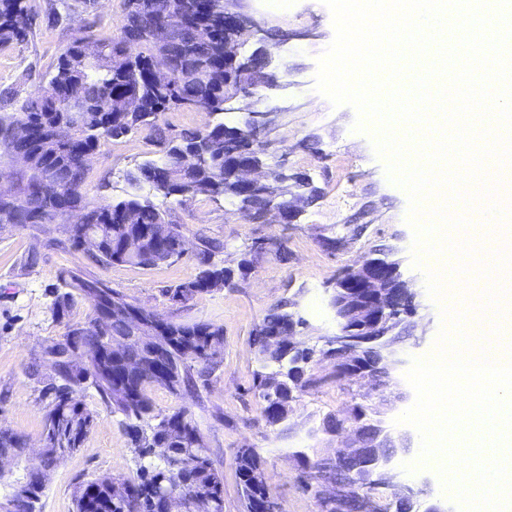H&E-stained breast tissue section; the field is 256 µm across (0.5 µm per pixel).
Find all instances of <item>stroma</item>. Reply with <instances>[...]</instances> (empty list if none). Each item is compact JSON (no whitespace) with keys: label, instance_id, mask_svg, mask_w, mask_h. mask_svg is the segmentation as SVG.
<instances>
[{"label":"stroma","instance_id":"obj_1","mask_svg":"<svg viewBox=\"0 0 512 512\" xmlns=\"http://www.w3.org/2000/svg\"><path fill=\"white\" fill-rule=\"evenodd\" d=\"M53 2L34 0L39 16L33 38L0 52V83L16 85L24 96L48 80L77 26L95 19L98 33L114 36L124 15V0H68L72 23L53 25L46 18ZM254 8L268 27L292 31V38L273 45L272 51L298 71L297 83L289 91L263 92L262 109L279 115L264 162L304 175L319 189V199L303 206L292 224L253 222L229 200L201 197L184 205L171 198L161 201L173 223L181 225L191 252L205 240L222 244L218 263L236 265L248 245L268 243L265 251L255 253L253 272L235 287L185 303L168 300L164 291L196 275L191 252L152 267L103 264L74 248L63 225L0 224V425L24 436L28 444L21 458L0 463V496L36 463L48 410L44 389L53 374L45 348L61 339L68 325L86 323L93 315L91 301L82 298L75 300L64 320L52 315L53 292L73 273L102 281L120 290L128 302L169 320L223 326V360L208 380L199 382L196 393L176 395L155 388L150 396L157 412L184 408L191 413L224 476V512H245L235 466L242 448L261 454L266 482L287 512H319L320 488L305 465L334 456L343 446L344 436L324 432L323 423L347 417L357 406L377 409L387 429L409 433L411 448L395 459V466L418 459L417 430L396 423L416 399L404 371L396 372L391 392H376L368 383L332 379L333 367L322 354L326 338L336 333L325 306L327 288L344 267L380 245L392 248L402 279L416 294V311L404 318L409 332L402 344L404 361L421 357L434 346L441 313L427 293L422 270L413 265L408 196L389 181L370 134L355 132V109L333 105L315 89L318 59L334 39L332 14L323 0H256ZM157 156L156 147L141 133L103 140L88 164L86 202L122 200L130 191L126 172ZM367 202L376 209L374 221L360 230L348 218ZM336 237L343 239L342 248L327 251L322 239ZM34 251L41 260L27 266L25 258ZM282 301L292 302L304 320L296 339L301 347L315 351L310 372L316 384L298 393L285 422L272 426L262 414L255 388L260 365L252 331ZM34 366L39 369L35 376L30 373ZM81 398L98 411L97 424L81 448L51 473L40 512H74L72 493L81 481L99 474L136 473L137 454L122 416L105 410L94 388L83 390Z\"/></svg>","mask_w":512,"mask_h":512}]
</instances>
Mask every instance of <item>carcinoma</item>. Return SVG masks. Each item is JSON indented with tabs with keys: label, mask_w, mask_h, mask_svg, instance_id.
I'll use <instances>...</instances> for the list:
<instances>
[{
	"label": "carcinoma",
	"mask_w": 512,
	"mask_h": 512,
	"mask_svg": "<svg viewBox=\"0 0 512 512\" xmlns=\"http://www.w3.org/2000/svg\"><path fill=\"white\" fill-rule=\"evenodd\" d=\"M125 5L120 37H101L84 26L57 57L46 85L22 100L14 86L0 87V152L28 157L16 176L15 197H0V224H57L65 220V207L80 206L86 223L66 225L72 245L98 261L150 267L179 256L175 242L159 245L149 235L152 226L165 222L166 211L138 193L141 184L180 203L228 198L247 209L251 201L237 191L232 167L262 154V149L254 132L236 133L222 122L178 134L160 124L164 113L196 110L200 104L212 114L224 112V96L245 81L240 73L224 70V41L237 37V32L224 30L223 0H125ZM35 15L33 0H0V50L26 41ZM200 25L212 29L209 40L196 38ZM75 84L83 87L77 125L71 123L68 100ZM143 132L161 155L127 175L133 192L112 204H86L85 156L106 138ZM46 170L54 177L49 192L41 189ZM129 239L140 241L134 252L124 249ZM214 251V245L203 243L195 253L198 273L167 289L170 300L188 302L232 284L233 268L214 262ZM62 288L53 306L58 320L77 297L92 300L97 314L111 309L115 301L132 306L119 291L79 274L70 275ZM289 308L286 301L273 306L253 331L260 365L277 366L272 373L257 374L263 413L270 424L290 411L284 401L288 388L296 393L306 389L288 379L289 364L303 371L311 359L305 350L290 355L269 346L272 332L288 333L289 319L295 318ZM127 333L123 318L103 328L93 318L83 326L68 327L61 339L46 347L61 383L46 385L50 402L40 439L41 463L16 481L21 492L12 489L3 496L4 512H39L37 504L51 472L82 446L95 426L97 412L80 398L88 382L110 412L126 418L140 465L134 478L100 475L79 483L73 492L75 512H160L159 501L169 492L195 502L206 500L210 512H224L223 476L195 420L180 409L149 424L156 415L148 394L151 388L173 394L196 391L192 364L201 365V375L218 366L223 326L165 320L158 346L166 367L161 376L127 370L128 359H148L139 350L110 351L112 338ZM26 444L23 436L0 426V453L18 458ZM188 454L197 466L184 471L178 462ZM235 464L246 512H251L254 502L272 495L260 480L262 459L256 449L241 448Z\"/></svg>",
	"instance_id": "1"
}]
</instances>
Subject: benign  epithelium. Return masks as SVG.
Wrapping results in <instances>:
<instances>
[{"label": "benign epithelium", "mask_w": 512, "mask_h": 512, "mask_svg": "<svg viewBox=\"0 0 512 512\" xmlns=\"http://www.w3.org/2000/svg\"><path fill=\"white\" fill-rule=\"evenodd\" d=\"M224 23L240 34V38L224 44V58L252 74L244 96L253 99V104L245 109L240 124L257 132L269 131L276 125L278 113L259 111L256 104L261 100L263 90L289 87L292 69L284 63L279 72L270 70L272 52L264 44L265 29L244 6V0H224ZM251 40L259 47L250 54L241 53L243 45ZM235 176L239 187L249 195L275 184L274 197L286 189V183L297 180L283 167L264 171L261 165L252 161L238 164ZM248 216L259 223L275 217L281 224H292L297 220L299 210L292 205L281 208L257 197ZM413 298L414 294L401 278L398 262L389 259V253L380 248L370 250L336 278L328 295L327 306L336 320V335L327 337L326 355L336 360L351 358L349 372L363 381L379 385L403 363L401 349L390 342L380 341V335L400 320L402 304L412 302ZM126 315L131 335L123 337L121 342L113 340V347L123 349L156 340L161 327L147 324L141 313L128 311ZM350 432V443L336 451V456L320 460L322 470L334 467L336 471L346 473V478L332 482L329 493L318 495L320 512H347V503L352 497L362 502L360 512H387V504L379 495L381 489L392 490L397 500L412 509L419 491L398 483L397 473L391 467L398 453L408 451V436L384 432L380 424L367 418L362 407L353 415Z\"/></svg>", "instance_id": "7a95c632"}]
</instances>
